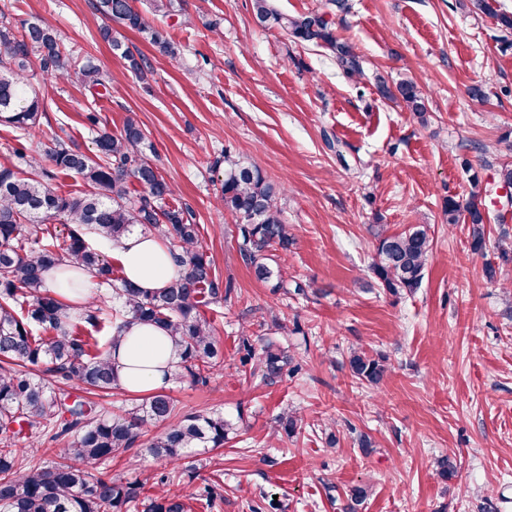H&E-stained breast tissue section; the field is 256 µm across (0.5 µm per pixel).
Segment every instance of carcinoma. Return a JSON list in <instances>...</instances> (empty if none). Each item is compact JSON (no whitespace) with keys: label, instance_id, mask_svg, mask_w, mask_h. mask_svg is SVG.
<instances>
[{"label":"carcinoma","instance_id":"1","mask_svg":"<svg viewBox=\"0 0 512 512\" xmlns=\"http://www.w3.org/2000/svg\"><path fill=\"white\" fill-rule=\"evenodd\" d=\"M148 12L163 17L185 15L182 0H145ZM475 8L512 31V13L498 0H475ZM97 15L107 21L99 38L125 61L128 71L142 79L150 73L147 58L132 51L126 32L135 31L160 53L171 58L179 49L151 25L132 0H93ZM255 21L278 28L286 35L326 47L348 75L360 74L353 46L336 38L326 14L314 11L288 17L271 0H253ZM42 71L62 81L75 80L95 89L106 86L99 66L87 59L78 64L63 48L52 25L34 20L21 29L0 22V125L25 130L33 126L43 106L29 72L32 57ZM377 90L389 99H401L418 122L428 124L426 99L415 83L402 81L391 89L378 80ZM96 151L85 153L57 139L46 147L54 169L24 143L13 149L15 165L0 166V512H186L183 496L167 489L170 476L155 477L157 489L148 494L145 483L126 485L110 473L113 458L132 449L181 460L191 448L224 447L234 423L217 414L178 415L174 400L165 393L142 399L130 407L109 411L83 399L71 400L72 391L109 394L118 388L111 352L134 322L163 326L179 350L171 379L189 376L207 382L220 366L219 340L200 306L227 301L231 283L221 282L201 241L200 225L187 205L171 206L170 183L158 166V155L143 129L129 119L114 134L101 128ZM219 202L236 218L240 255L255 278L285 287L283 266L274 258L288 256L294 245L282 217V184L268 179L256 166L224 151ZM80 176L88 190L77 196L60 194L53 185L57 173ZM482 201L471 195L467 205L450 197L445 203L448 223L461 212L470 213L471 248L486 247ZM60 217L70 225L63 241L40 240L23 245L30 226ZM153 232L177 258L179 274L165 288L144 293L113 278L112 264L88 242L87 236L112 245L134 227ZM376 258L371 266L375 283L392 294H411L421 286L431 251L422 225L390 234L374 231ZM87 269L112 286L120 308L105 297L73 307L45 287L44 275ZM112 321L107 349H99L88 328ZM351 376L378 384L387 371L386 358L353 350L346 358ZM292 363L272 344L264 349L265 378L283 376ZM67 439L61 448H47L37 458L35 443L46 434ZM28 447L19 448V439Z\"/></svg>","mask_w":512,"mask_h":512}]
</instances>
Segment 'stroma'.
I'll list each match as a JSON object with an SVG mask.
<instances>
[{
    "instance_id": "obj_1",
    "label": "stroma",
    "mask_w": 512,
    "mask_h": 512,
    "mask_svg": "<svg viewBox=\"0 0 512 512\" xmlns=\"http://www.w3.org/2000/svg\"><path fill=\"white\" fill-rule=\"evenodd\" d=\"M348 4L328 12L361 76L344 74L325 48L259 26L252 0H188L190 23L150 19L177 58L128 32L153 68L142 80L100 40L92 0H0V20L56 26L67 50L93 56L116 83L109 93L35 71L45 110L25 133L0 125V165L20 141L36 153L56 138L94 152L97 126L117 133L134 119L173 204L192 208L217 277L233 286L205 311L222 342L220 370L168 392L179 414L218 411L237 433L175 464L121 454L114 478L172 471L174 491L190 498L210 477L213 508L192 512H343L354 485L368 488L358 512H512V262L500 265L492 245L473 253L468 224H448L444 212L448 197L468 200L512 162V33L472 0ZM380 75L417 83L428 126L379 94ZM475 86L484 102L471 100ZM226 150L284 184L295 238L285 268L304 293L257 281L242 259L234 219L217 203L214 162ZM375 224L428 227L433 250L415 293L373 286ZM490 263L500 267L492 280ZM269 344L298 371L264 380ZM352 347L387 358L378 387L352 381ZM287 410L302 418L290 436L278 426ZM448 453L457 474L444 481L433 462Z\"/></svg>"
}]
</instances>
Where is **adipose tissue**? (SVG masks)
<instances>
[{"label": "adipose tissue", "instance_id": "adipose-tissue-1", "mask_svg": "<svg viewBox=\"0 0 512 512\" xmlns=\"http://www.w3.org/2000/svg\"><path fill=\"white\" fill-rule=\"evenodd\" d=\"M124 278L135 288L153 292L164 288L179 267L161 240L133 229L114 247ZM176 356L165 329L152 324H132L112 352L117 383L128 394L148 396L168 385Z\"/></svg>", "mask_w": 512, "mask_h": 512}]
</instances>
